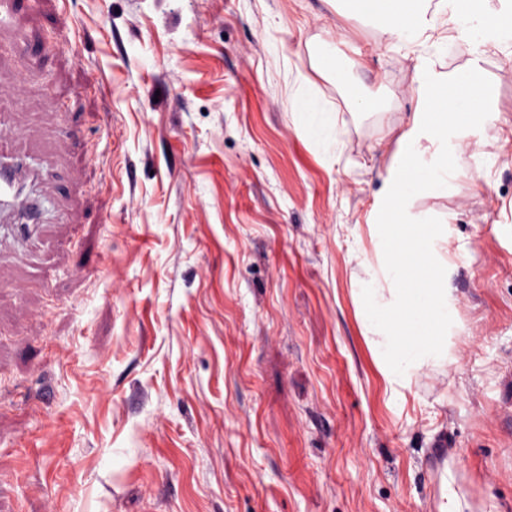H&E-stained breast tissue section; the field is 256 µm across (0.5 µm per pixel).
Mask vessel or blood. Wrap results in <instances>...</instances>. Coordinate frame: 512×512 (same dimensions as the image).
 Masks as SVG:
<instances>
[{
  "label": "vessel or blood",
  "mask_w": 512,
  "mask_h": 512,
  "mask_svg": "<svg viewBox=\"0 0 512 512\" xmlns=\"http://www.w3.org/2000/svg\"><path fill=\"white\" fill-rule=\"evenodd\" d=\"M38 179L23 159L0 163V241L22 248L42 229L46 197L34 189Z\"/></svg>",
  "instance_id": "obj_1"
}]
</instances>
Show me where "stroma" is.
Returning a JSON list of instances; mask_svg holds the SVG:
<instances>
[{"label":"stroma","instance_id":"obj_1","mask_svg":"<svg viewBox=\"0 0 512 512\" xmlns=\"http://www.w3.org/2000/svg\"><path fill=\"white\" fill-rule=\"evenodd\" d=\"M414 65L350 0H20L0 21V122L54 199L40 243L0 250V512H437L449 472L512 512L502 55L473 72L500 127L484 176L421 200L454 218V363L391 389L355 301ZM298 75L339 165L287 110Z\"/></svg>","mask_w":512,"mask_h":512}]
</instances>
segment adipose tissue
Returning <instances> with one entry per match:
<instances>
[{
  "label": "adipose tissue",
  "mask_w": 512,
  "mask_h": 512,
  "mask_svg": "<svg viewBox=\"0 0 512 512\" xmlns=\"http://www.w3.org/2000/svg\"><path fill=\"white\" fill-rule=\"evenodd\" d=\"M354 12L379 36L415 60L411 93L417 101L411 123L397 139L387 186L388 217L376 227V255L364 266L356 295L364 332L378 368L392 385L449 352L450 289L441 285L448 266L437 259L448 238V218L425 219L420 200L448 186L460 163L482 173L487 159L481 139L494 126L478 107L480 89L465 74L444 78L434 61L449 47L481 62L488 53L512 59V0H351ZM472 104L469 112L448 109L451 94ZM288 111L318 154L338 161L342 132L312 95L307 77L288 90Z\"/></svg>",
  "instance_id": "1"
}]
</instances>
